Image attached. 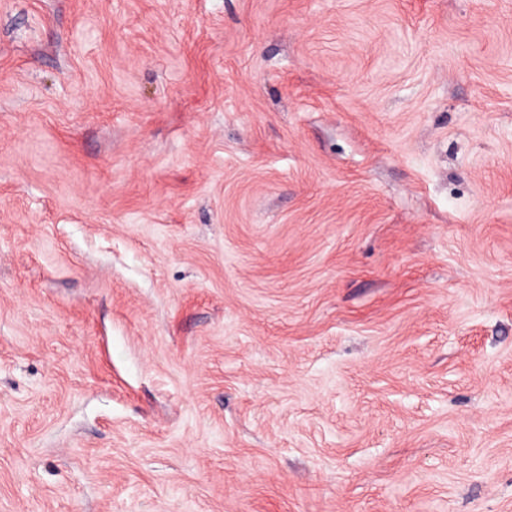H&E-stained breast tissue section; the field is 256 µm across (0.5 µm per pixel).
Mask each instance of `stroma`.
<instances>
[{"instance_id":"stroma-1","label":"stroma","mask_w":512,"mask_h":512,"mask_svg":"<svg viewBox=\"0 0 512 512\" xmlns=\"http://www.w3.org/2000/svg\"><path fill=\"white\" fill-rule=\"evenodd\" d=\"M0 512H512V0H0Z\"/></svg>"}]
</instances>
